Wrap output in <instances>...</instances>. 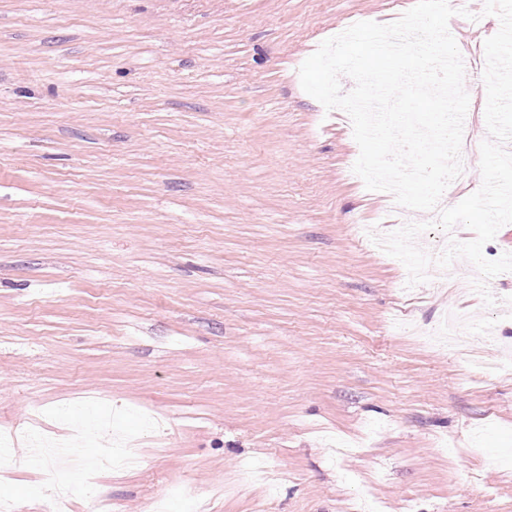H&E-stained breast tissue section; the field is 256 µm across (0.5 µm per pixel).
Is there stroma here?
I'll use <instances>...</instances> for the list:
<instances>
[{"label": "stroma", "instance_id": "stroma-1", "mask_svg": "<svg viewBox=\"0 0 512 512\" xmlns=\"http://www.w3.org/2000/svg\"><path fill=\"white\" fill-rule=\"evenodd\" d=\"M416 0H0V431L86 429L120 512L178 490L208 512H512V371L388 330L495 298L398 292L352 224L395 221L346 179L359 147L299 68L361 17ZM453 0L458 47L500 28ZM479 23H471V15ZM0 464V501L42 512L60 467Z\"/></svg>", "mask_w": 512, "mask_h": 512}]
</instances>
